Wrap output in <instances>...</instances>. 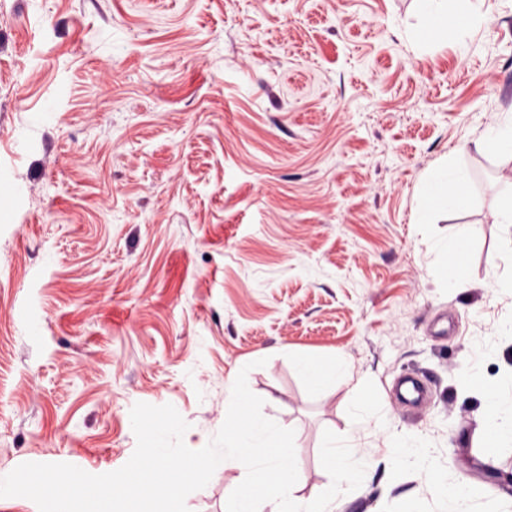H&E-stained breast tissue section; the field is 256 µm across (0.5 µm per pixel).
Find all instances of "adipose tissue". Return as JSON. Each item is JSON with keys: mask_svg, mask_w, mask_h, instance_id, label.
Instances as JSON below:
<instances>
[{"mask_svg": "<svg viewBox=\"0 0 512 512\" xmlns=\"http://www.w3.org/2000/svg\"><path fill=\"white\" fill-rule=\"evenodd\" d=\"M472 176L467 149L455 152L449 163L431 170L426 178L427 200L418 212L417 221L428 224L435 211L446 207L449 197L465 202L472 194Z\"/></svg>", "mask_w": 512, "mask_h": 512, "instance_id": "adipose-tissue-1", "label": "adipose tissue"}]
</instances>
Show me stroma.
Wrapping results in <instances>:
<instances>
[{
    "mask_svg": "<svg viewBox=\"0 0 512 512\" xmlns=\"http://www.w3.org/2000/svg\"><path fill=\"white\" fill-rule=\"evenodd\" d=\"M447 10L491 21L455 42L415 38L419 0H0V476L121 468L139 402L173 405L199 447L248 363L295 433L301 498L370 379L388 424L343 512H454L392 455L419 436L485 512H512V437L486 425L512 375L494 286L512 158L479 146L512 109V0ZM462 146L472 196L416 223ZM437 239L464 282L437 276ZM337 358L349 374L312 396L300 362ZM405 375L417 405L393 393ZM238 476L215 470L189 512H224Z\"/></svg>",
    "mask_w": 512,
    "mask_h": 512,
    "instance_id": "1",
    "label": "stroma"
}]
</instances>
